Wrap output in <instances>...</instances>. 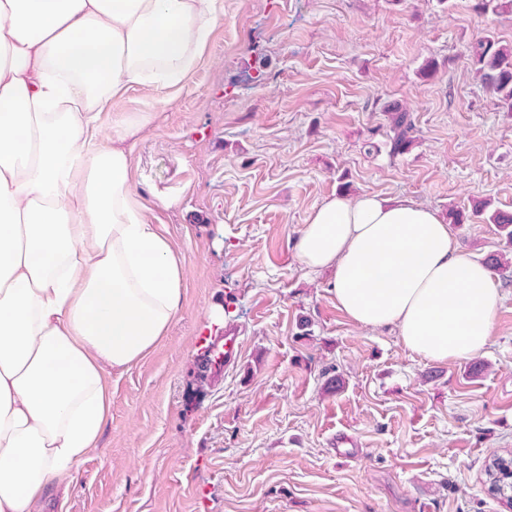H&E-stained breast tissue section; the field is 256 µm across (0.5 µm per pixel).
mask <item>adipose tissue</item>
<instances>
[{
  "label": "adipose tissue",
  "instance_id": "1",
  "mask_svg": "<svg viewBox=\"0 0 512 512\" xmlns=\"http://www.w3.org/2000/svg\"><path fill=\"white\" fill-rule=\"evenodd\" d=\"M223 16L224 0H0V512L52 495L68 512L111 414L109 370L179 315L183 260L131 187L128 142L153 116L110 104L136 86L170 100ZM295 249L333 271L350 321L395 327L427 360L489 342L501 294L429 208L331 198Z\"/></svg>",
  "mask_w": 512,
  "mask_h": 512
}]
</instances>
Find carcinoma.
Segmentation results:
<instances>
[{
	"instance_id": "cac0c4a2",
	"label": "carcinoma",
	"mask_w": 512,
	"mask_h": 512,
	"mask_svg": "<svg viewBox=\"0 0 512 512\" xmlns=\"http://www.w3.org/2000/svg\"><path fill=\"white\" fill-rule=\"evenodd\" d=\"M474 9L482 13L512 12V0H476ZM465 54L472 61L481 80L497 96L498 104L512 112V45L487 36L469 43ZM386 112L391 120V153L409 152L416 141L410 112L397 102L387 105ZM488 207L489 203L483 202L475 208V212L488 214V223L498 225L505 238V247H511L512 214L499 209L489 213Z\"/></svg>"
}]
</instances>
